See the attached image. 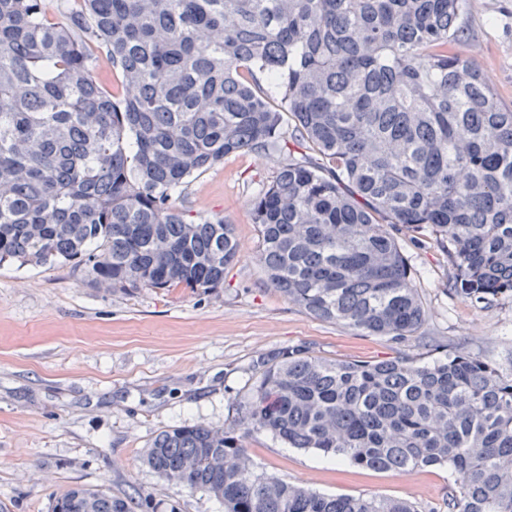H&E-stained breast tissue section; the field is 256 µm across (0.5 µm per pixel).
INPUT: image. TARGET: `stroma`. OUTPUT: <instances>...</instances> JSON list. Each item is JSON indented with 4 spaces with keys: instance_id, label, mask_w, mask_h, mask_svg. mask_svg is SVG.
Listing matches in <instances>:
<instances>
[{
    "instance_id": "35a3bbf8",
    "label": "stroma",
    "mask_w": 512,
    "mask_h": 512,
    "mask_svg": "<svg viewBox=\"0 0 512 512\" xmlns=\"http://www.w3.org/2000/svg\"><path fill=\"white\" fill-rule=\"evenodd\" d=\"M466 52L512 108V0H470ZM288 153H241L191 180L174 205L233 224L237 262L218 294L183 288L133 295L85 284L67 266H0V512H50L79 484L136 503L134 512H224L209 493L168 482L143 462L174 425L232 421L251 394L256 362L300 347L319 358L428 362L448 346L512 360V304L474 306L448 293L451 271L434 237L405 244L425 320L409 337L369 336L316 319L267 282L250 199ZM255 470L326 495L403 498L441 512L447 468L407 473L329 461L268 434L247 442Z\"/></svg>"
}]
</instances>
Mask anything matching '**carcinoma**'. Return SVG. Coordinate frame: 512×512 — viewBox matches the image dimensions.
<instances>
[{"label":"carcinoma","mask_w":512,"mask_h":512,"mask_svg":"<svg viewBox=\"0 0 512 512\" xmlns=\"http://www.w3.org/2000/svg\"><path fill=\"white\" fill-rule=\"evenodd\" d=\"M0 0V265L70 266L95 288L213 295L234 226L173 204L190 178L279 143L315 156L250 200L269 285L325 322L414 334L425 310L396 233L429 234L448 293L512 303V109L452 50L469 0ZM109 69L107 91L95 77ZM222 428L173 426L143 462L224 512H419L254 471L245 441L379 471L446 466L448 512H512V373L448 347L326 361L263 357ZM52 512H132L74 485Z\"/></svg>","instance_id":"1"}]
</instances>
